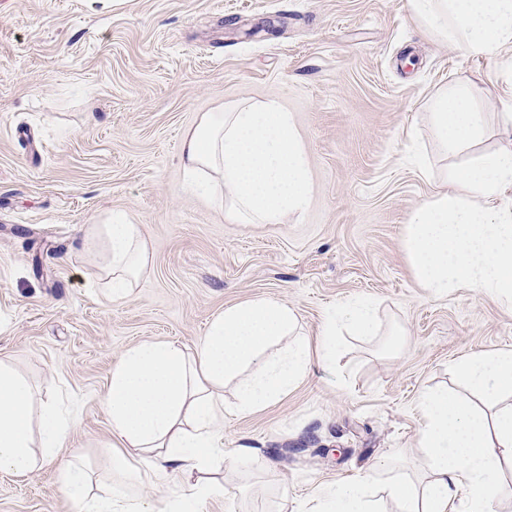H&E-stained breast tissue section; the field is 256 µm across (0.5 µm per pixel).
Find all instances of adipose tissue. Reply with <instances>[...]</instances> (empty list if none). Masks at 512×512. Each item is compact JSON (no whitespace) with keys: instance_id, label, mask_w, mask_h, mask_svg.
I'll use <instances>...</instances> for the list:
<instances>
[{"instance_id":"adipose-tissue-1","label":"adipose tissue","mask_w":512,"mask_h":512,"mask_svg":"<svg viewBox=\"0 0 512 512\" xmlns=\"http://www.w3.org/2000/svg\"><path fill=\"white\" fill-rule=\"evenodd\" d=\"M430 35L467 52L497 55L512 48V0H407ZM432 129L447 157L482 141L486 116L466 87L438 91L431 101ZM180 161L192 186H202L237 224H277L305 209L311 180L304 146L291 115L274 100L231 111L207 112L182 140ZM512 134L472 163L451 168L448 187L422 203L404 226L402 242L415 278L431 295L469 289L512 309ZM106 244L103 272L112 299L124 298L145 267L148 252L137 225L124 221L88 229ZM373 307L346 301L325 317L318 343L299 333L294 310L275 297H257L225 308L208 324L194 349L144 340L112 366L102 402L112 436L125 448L148 454V472L175 466L183 476L177 502L142 503L138 512H195L219 493L217 461L236 465L252 449L224 452V388L234 385L239 413L279 400L305 376L311 360L334 369L337 336L373 335ZM449 370L470 389L463 399L429 388L418 399L424 423L417 446L427 465L423 479L405 476L397 457L373 465L349 482L318 488L297 512H382L372 491L384 484L396 512H446L466 492L468 512H491L492 501L511 495L500 482L512 465V350L454 361ZM72 420L52 404H36L26 380L0 361V472L23 476L63 447ZM67 496L79 512H112L111 480L93 482L80 455L62 464Z\"/></svg>"}]
</instances>
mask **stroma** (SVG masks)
I'll return each instance as SVG.
<instances>
[{"instance_id": "1", "label": "stroma", "mask_w": 512, "mask_h": 512, "mask_svg": "<svg viewBox=\"0 0 512 512\" xmlns=\"http://www.w3.org/2000/svg\"><path fill=\"white\" fill-rule=\"evenodd\" d=\"M453 82L486 112L492 149L512 113V50L466 54L407 0H0V360L74 415L53 458L0 473V512H76L59 465L76 452L107 474L102 396L120 354L146 339L194 347L224 308L262 296L287 301L313 341L330 307L374 300L402 345L341 336L335 371L311 362L280 400L226 413L225 448L272 467L241 460L200 512H294L398 452L420 474L421 392L452 384L458 358L512 349V310L474 291L430 296L402 247L412 211L445 186L429 110ZM268 99L293 116L311 200L279 224H234L186 182L181 139L202 113ZM115 215L150 254L118 301L102 243L85 239ZM180 492L166 471L119 504Z\"/></svg>"}]
</instances>
